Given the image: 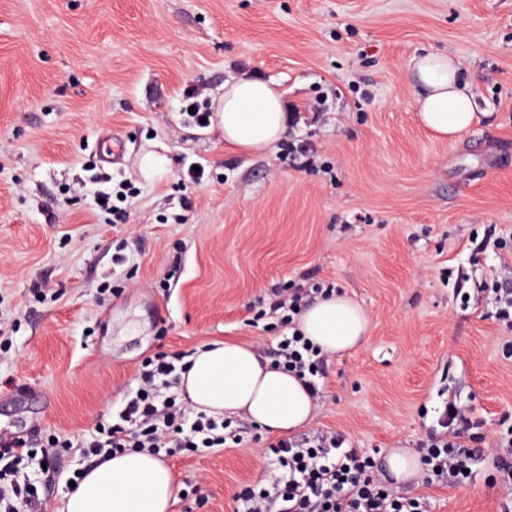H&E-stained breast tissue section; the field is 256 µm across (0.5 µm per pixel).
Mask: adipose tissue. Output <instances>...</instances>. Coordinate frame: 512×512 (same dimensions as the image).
Segmentation results:
<instances>
[{
  "label": "adipose tissue",
  "mask_w": 512,
  "mask_h": 512,
  "mask_svg": "<svg viewBox=\"0 0 512 512\" xmlns=\"http://www.w3.org/2000/svg\"><path fill=\"white\" fill-rule=\"evenodd\" d=\"M418 84V119L441 139L456 140L476 120L474 94L460 78L455 57L424 53L413 57ZM213 127L226 147L242 153H272L288 131L282 94L253 78L226 81L213 101ZM303 335L324 353L338 354L361 345L369 318L341 293L319 299L298 319ZM179 390L193 408L213 416H244L268 431L284 434L311 422L315 399L293 374L273 364L252 345L215 341L186 359ZM175 485L156 456L128 452L86 470L67 496L62 512H169Z\"/></svg>",
  "instance_id": "adipose-tissue-1"
}]
</instances>
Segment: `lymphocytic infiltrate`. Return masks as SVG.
Masks as SVG:
<instances>
[{
	"instance_id": "f902f5d3",
	"label": "lymphocytic infiltrate",
	"mask_w": 512,
	"mask_h": 512,
	"mask_svg": "<svg viewBox=\"0 0 512 512\" xmlns=\"http://www.w3.org/2000/svg\"><path fill=\"white\" fill-rule=\"evenodd\" d=\"M307 289L273 291L269 310L282 333L279 365L316 389L324 355L300 332L297 320L306 308ZM182 369L167 354L142 360L137 371L139 392L118 411L115 420L97 426L81 441L87 459H106L128 451L173 455L201 448H222L229 418L189 413L177 403L175 389ZM462 418L455 405L445 409L441 435L421 448L422 462L438 478H458L469 468L475 451L462 440ZM34 454L27 441L0 447V512H46L37 479L26 464ZM264 456L279 470L269 486H246L236 496L241 512H421V497L398 496L376 481L370 455L343 447L335 436L316 440L281 438Z\"/></svg>"
}]
</instances>
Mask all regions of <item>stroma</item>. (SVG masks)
<instances>
[{
	"instance_id": "stroma-1",
	"label": "stroma",
	"mask_w": 512,
	"mask_h": 512,
	"mask_svg": "<svg viewBox=\"0 0 512 512\" xmlns=\"http://www.w3.org/2000/svg\"><path fill=\"white\" fill-rule=\"evenodd\" d=\"M452 53L478 119L448 142L423 127L412 57ZM272 82L298 113L272 154L225 149L185 111L225 80ZM121 136L124 162L99 140ZM165 155L144 175L142 158ZM205 169L194 182L188 168ZM130 183L124 223L99 210ZM512 0H0V434L82 440L137 388L157 352L249 342L285 284L328 285L371 332L328 357L313 421L375 459L428 512H501L492 454L512 424V333L493 288H512ZM28 386L23 402L8 400ZM454 403L481 455L471 478L391 482L392 449L419 450ZM167 458L197 512H236L275 475L271 440ZM79 449L50 467L59 512Z\"/></svg>"
}]
</instances>
